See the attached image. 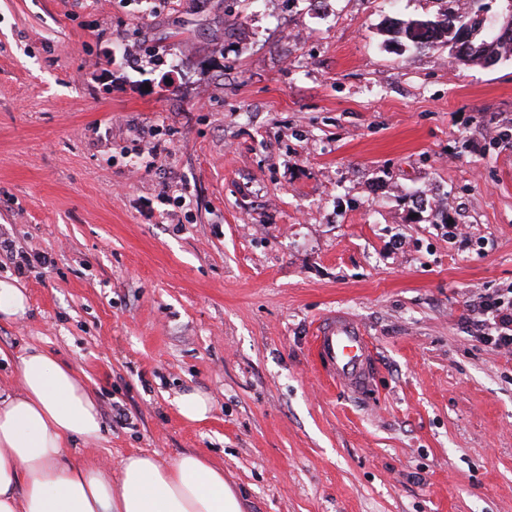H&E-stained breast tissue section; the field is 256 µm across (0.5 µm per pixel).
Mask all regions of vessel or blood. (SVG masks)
<instances>
[{
  "label": "vessel or blood",
  "instance_id": "1",
  "mask_svg": "<svg viewBox=\"0 0 512 512\" xmlns=\"http://www.w3.org/2000/svg\"><path fill=\"white\" fill-rule=\"evenodd\" d=\"M313 345L327 377L336 386L352 393L369 388L374 349L360 320L345 312H329L316 328Z\"/></svg>",
  "mask_w": 512,
  "mask_h": 512
}]
</instances>
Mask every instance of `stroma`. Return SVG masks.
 I'll return each mask as SVG.
<instances>
[{"label": "stroma", "instance_id": "1", "mask_svg": "<svg viewBox=\"0 0 512 512\" xmlns=\"http://www.w3.org/2000/svg\"><path fill=\"white\" fill-rule=\"evenodd\" d=\"M443 8L0 0V231L54 261L0 319V390L52 352L101 411L71 456L196 452L244 512H512V354L472 312L512 290V59L389 30ZM336 309L375 350L361 395L311 355ZM175 405L179 415L189 422H200L207 419L211 411L209 399L198 392H186L178 396Z\"/></svg>", "mask_w": 512, "mask_h": 512}]
</instances>
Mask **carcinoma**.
<instances>
[{
  "instance_id": "cac0c4a2",
  "label": "carcinoma",
  "mask_w": 512,
  "mask_h": 512,
  "mask_svg": "<svg viewBox=\"0 0 512 512\" xmlns=\"http://www.w3.org/2000/svg\"><path fill=\"white\" fill-rule=\"evenodd\" d=\"M448 7L432 18H410L395 22V33L405 38L418 51L437 52L443 49L460 61L492 65L511 58L512 33L500 32V26L489 18L507 10V0H445Z\"/></svg>"
}]
</instances>
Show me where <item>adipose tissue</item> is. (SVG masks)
<instances>
[{
  "label": "adipose tissue",
  "mask_w": 512,
  "mask_h": 512,
  "mask_svg": "<svg viewBox=\"0 0 512 512\" xmlns=\"http://www.w3.org/2000/svg\"><path fill=\"white\" fill-rule=\"evenodd\" d=\"M17 376L19 391L0 397V512H243L223 467L197 453L170 464L132 454L114 470L68 460L73 439L101 434L94 395L38 348Z\"/></svg>",
  "instance_id": "obj_1"
}]
</instances>
